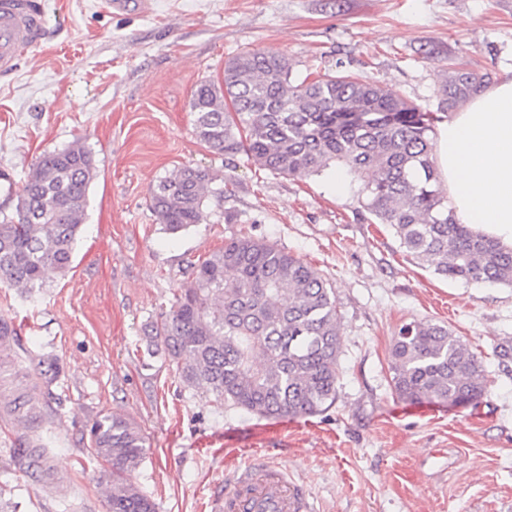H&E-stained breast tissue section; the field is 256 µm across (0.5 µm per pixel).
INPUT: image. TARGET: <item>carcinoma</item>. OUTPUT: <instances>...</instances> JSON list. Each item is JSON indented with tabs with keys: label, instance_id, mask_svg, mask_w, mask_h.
I'll use <instances>...</instances> for the list:
<instances>
[{
	"label": "carcinoma",
	"instance_id": "carcinoma-1",
	"mask_svg": "<svg viewBox=\"0 0 512 512\" xmlns=\"http://www.w3.org/2000/svg\"><path fill=\"white\" fill-rule=\"evenodd\" d=\"M285 55L253 50L229 60L222 77L193 93L196 137L212 151L244 152L289 176L338 165L378 223L434 274L451 281L512 286V248L456 221L432 155L435 123L477 94L470 72L448 71L437 112L423 111L349 74L291 81ZM92 152L75 144L43 153L19 195L16 216L0 221V280L31 295L47 270H69L84 223ZM212 177L191 167L160 181L151 207L171 233L201 223ZM339 316L326 281L297 257L250 237L231 239L195 267L189 285L153 325L182 383L220 404L266 418L328 409L338 384ZM30 355L0 319V411L36 430L24 440L27 469L42 471L48 442L42 404L18 367ZM393 391L409 402L465 404L486 388L481 358L448 327L414 322L390 349ZM92 454L111 467L109 512H157L127 480L144 459L146 437L125 416L96 418Z\"/></svg>",
	"mask_w": 512,
	"mask_h": 512
}]
</instances>
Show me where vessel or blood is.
Masks as SVG:
<instances>
[{
	"instance_id": "b4317fda",
	"label": "vessel or blood",
	"mask_w": 512,
	"mask_h": 512,
	"mask_svg": "<svg viewBox=\"0 0 512 512\" xmlns=\"http://www.w3.org/2000/svg\"><path fill=\"white\" fill-rule=\"evenodd\" d=\"M42 0H0V72L16 69L23 52L45 31ZM213 512H318L312 497L298 493L269 455L256 453L228 471Z\"/></svg>"
}]
</instances>
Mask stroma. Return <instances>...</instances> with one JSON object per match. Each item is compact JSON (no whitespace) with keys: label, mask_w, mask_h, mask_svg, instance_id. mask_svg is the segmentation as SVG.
<instances>
[{"label":"stroma","mask_w":512,"mask_h":512,"mask_svg":"<svg viewBox=\"0 0 512 512\" xmlns=\"http://www.w3.org/2000/svg\"><path fill=\"white\" fill-rule=\"evenodd\" d=\"M47 35L0 74V217L46 151L94 155L68 272L32 296L0 283V318L32 354L44 401L50 476L16 457L27 431L0 419V502L20 512H108V467L88 430L112 412L137 423L146 455L128 475L157 512H206L224 472L268 449L320 512H512V287L450 281L412 260L390 226L362 211L335 170L296 177L245 154L213 153L193 130L192 95L231 58L288 57L295 80L346 73L436 110L448 67L484 87L512 78V0H45ZM209 170L201 223L172 235L151 198L184 167ZM248 236L302 259L327 281L340 318L335 404L265 418L185 388L151 325L195 266ZM448 329L482 358L475 402L411 403L391 385L390 348L413 322ZM56 358L53 384L41 357Z\"/></svg>","instance_id":"1"}]
</instances>
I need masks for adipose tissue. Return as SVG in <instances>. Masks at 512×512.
I'll return each instance as SVG.
<instances>
[{"instance_id":"obj_1","label":"adipose tissue","mask_w":512,"mask_h":512,"mask_svg":"<svg viewBox=\"0 0 512 512\" xmlns=\"http://www.w3.org/2000/svg\"><path fill=\"white\" fill-rule=\"evenodd\" d=\"M435 165L458 223L512 247V79L436 127Z\"/></svg>"}]
</instances>
